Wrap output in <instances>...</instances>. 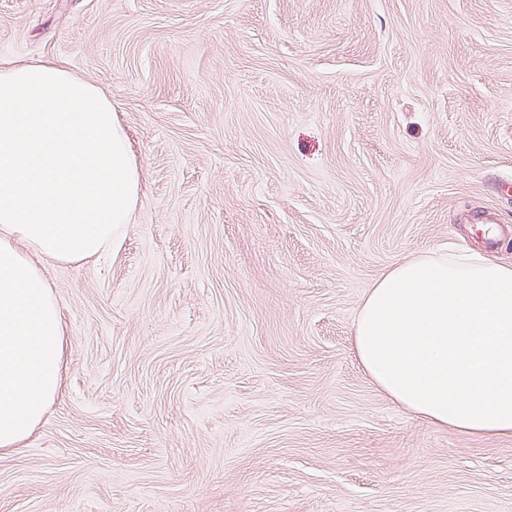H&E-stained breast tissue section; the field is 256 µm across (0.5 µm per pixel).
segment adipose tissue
Wrapping results in <instances>:
<instances>
[{"label": "adipose tissue", "instance_id": "obj_1", "mask_svg": "<svg viewBox=\"0 0 512 512\" xmlns=\"http://www.w3.org/2000/svg\"><path fill=\"white\" fill-rule=\"evenodd\" d=\"M143 173L101 88L48 60L0 67V450L25 446L61 391L64 329L41 262L114 247ZM358 360L413 417L512 437V262L428 250L362 301Z\"/></svg>", "mask_w": 512, "mask_h": 512}]
</instances>
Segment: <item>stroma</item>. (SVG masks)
<instances>
[{"instance_id": "stroma-1", "label": "stroma", "mask_w": 512, "mask_h": 512, "mask_svg": "<svg viewBox=\"0 0 512 512\" xmlns=\"http://www.w3.org/2000/svg\"><path fill=\"white\" fill-rule=\"evenodd\" d=\"M112 99L144 185L47 263L62 388L0 512H512V437L427 424L359 363L394 264L512 261V0H0V63Z\"/></svg>"}]
</instances>
